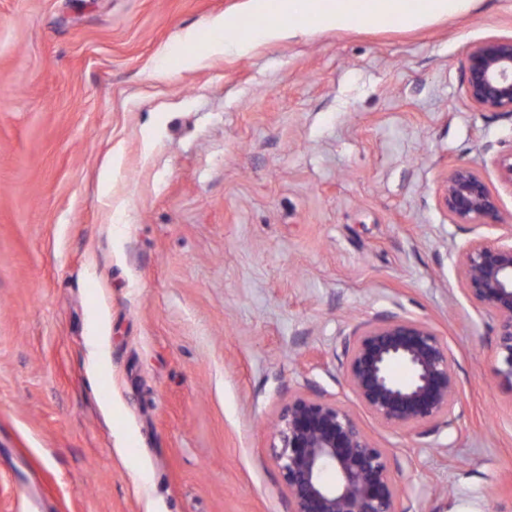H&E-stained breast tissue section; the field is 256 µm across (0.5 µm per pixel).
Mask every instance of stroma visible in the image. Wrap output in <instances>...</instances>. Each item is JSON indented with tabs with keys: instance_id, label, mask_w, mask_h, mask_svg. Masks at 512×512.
I'll return each instance as SVG.
<instances>
[{
	"instance_id": "1",
	"label": "stroma",
	"mask_w": 512,
	"mask_h": 512,
	"mask_svg": "<svg viewBox=\"0 0 512 512\" xmlns=\"http://www.w3.org/2000/svg\"><path fill=\"white\" fill-rule=\"evenodd\" d=\"M224 15L272 18L0 0V512H288L270 431L298 396L355 415L410 512H512V391L458 274L501 231L435 195L469 165L512 212V115L463 84L512 0L206 53ZM386 316L447 342L452 426L390 428L347 388L346 340Z\"/></svg>"
}]
</instances>
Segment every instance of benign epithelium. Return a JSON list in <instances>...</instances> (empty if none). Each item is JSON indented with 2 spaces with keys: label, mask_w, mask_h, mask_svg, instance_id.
<instances>
[{
  "label": "benign epithelium",
  "mask_w": 512,
  "mask_h": 512,
  "mask_svg": "<svg viewBox=\"0 0 512 512\" xmlns=\"http://www.w3.org/2000/svg\"><path fill=\"white\" fill-rule=\"evenodd\" d=\"M465 92L483 112L512 114V37L489 38L466 48ZM512 185V150L494 160ZM437 203L453 224L499 226L489 241L475 238L459 250L462 291L497 321L495 373L512 390V224L499 197L469 165L448 170ZM409 372L399 382L391 368ZM344 375L361 406L382 423L425 425L450 414L459 393L447 344L423 322L390 316L359 328L344 349ZM290 512H408L392 478L388 452L344 407L298 397L282 411L270 446Z\"/></svg>",
  "instance_id": "benign-epithelium-1"
}]
</instances>
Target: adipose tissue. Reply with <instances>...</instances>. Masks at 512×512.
I'll return each instance as SVG.
<instances>
[{
	"mask_svg": "<svg viewBox=\"0 0 512 512\" xmlns=\"http://www.w3.org/2000/svg\"><path fill=\"white\" fill-rule=\"evenodd\" d=\"M470 3L471 0H278L275 18L243 36L235 35L234 18L215 19L212 26L221 35L211 39L208 48L215 54H240L254 43L300 34L299 24L303 21L314 28L384 26L393 22L414 28L461 13Z\"/></svg>",
	"mask_w": 512,
	"mask_h": 512,
	"instance_id": "obj_1",
	"label": "adipose tissue"
}]
</instances>
